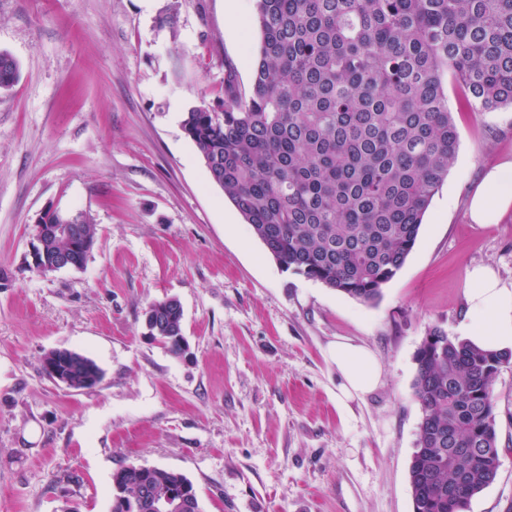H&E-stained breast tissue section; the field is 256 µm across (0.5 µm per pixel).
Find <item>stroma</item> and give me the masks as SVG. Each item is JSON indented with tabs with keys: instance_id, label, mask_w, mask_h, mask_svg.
Listing matches in <instances>:
<instances>
[{
	"instance_id": "stroma-1",
	"label": "stroma",
	"mask_w": 512,
	"mask_h": 512,
	"mask_svg": "<svg viewBox=\"0 0 512 512\" xmlns=\"http://www.w3.org/2000/svg\"><path fill=\"white\" fill-rule=\"evenodd\" d=\"M0 0V51L20 64L0 93V512H112L124 465L185 475L201 512H413L421 407L414 356L429 328L458 337L468 272L512 281V212L474 224L484 169L512 156V108L458 115L459 143L416 243L380 300L283 271L213 183L184 112L249 94L255 0ZM96 228L79 270L31 267L41 213ZM177 298L191 355L144 335ZM345 337L382 368L340 402L328 350ZM56 349L102 378L45 377ZM503 449L466 512L512 502V363L494 383Z\"/></svg>"
}]
</instances>
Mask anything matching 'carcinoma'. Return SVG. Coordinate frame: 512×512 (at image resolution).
<instances>
[{
    "instance_id": "cac0c4a2",
    "label": "carcinoma",
    "mask_w": 512,
    "mask_h": 512,
    "mask_svg": "<svg viewBox=\"0 0 512 512\" xmlns=\"http://www.w3.org/2000/svg\"><path fill=\"white\" fill-rule=\"evenodd\" d=\"M260 43L249 96L232 69L224 97L188 110L182 129L218 184L286 271L363 303L376 302L415 245L448 176L458 111L512 107V0H256ZM20 79L0 51V91ZM156 341L183 356V314ZM421 421L409 477L413 512H465L500 463L494 381L512 352L476 348L429 329L415 354ZM71 387L99 373L73 353L59 362ZM112 512H153L189 487L184 475L133 465L113 475Z\"/></svg>"
}]
</instances>
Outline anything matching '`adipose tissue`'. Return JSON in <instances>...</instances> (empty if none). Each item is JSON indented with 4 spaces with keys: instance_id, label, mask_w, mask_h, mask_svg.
Returning a JSON list of instances; mask_svg holds the SVG:
<instances>
[{
    "instance_id": "1",
    "label": "adipose tissue",
    "mask_w": 512,
    "mask_h": 512,
    "mask_svg": "<svg viewBox=\"0 0 512 512\" xmlns=\"http://www.w3.org/2000/svg\"><path fill=\"white\" fill-rule=\"evenodd\" d=\"M512 211V158L490 166L472 193L468 215L475 224H495ZM467 314L459 326L464 340L494 351H512V285L490 266L468 273ZM340 377L337 397L346 402L373 392L381 382L380 364L362 344L337 340L329 352Z\"/></svg>"
}]
</instances>
